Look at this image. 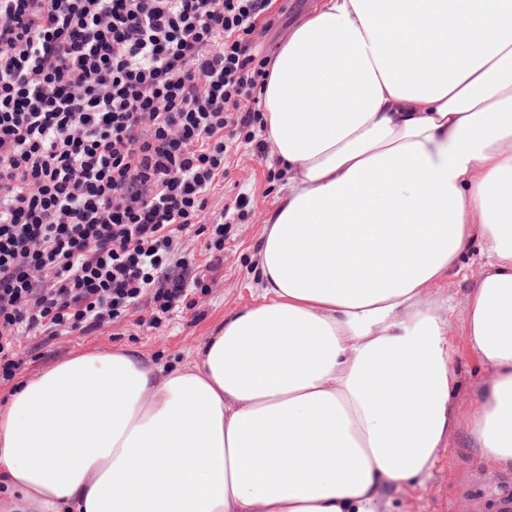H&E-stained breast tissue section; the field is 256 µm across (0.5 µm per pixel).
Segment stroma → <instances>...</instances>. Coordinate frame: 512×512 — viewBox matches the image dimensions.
I'll return each instance as SVG.
<instances>
[{"label":"stroma","instance_id":"1","mask_svg":"<svg viewBox=\"0 0 512 512\" xmlns=\"http://www.w3.org/2000/svg\"><path fill=\"white\" fill-rule=\"evenodd\" d=\"M316 2L279 0L283 14L270 31L258 38L265 55L275 53ZM278 170L272 156L256 157L249 145H239L232 152L229 175L212 192L205 217L209 220L218 217L223 206L232 204L241 194L250 199L248 217L225 225L223 258L206 272L207 291L195 294L193 309L173 313L155 328L138 325L139 315L149 312L144 306L123 321L107 324L88 336L73 333L19 337L21 367L14 382L0 384V404L8 398L15 383L32 379L79 351H107L124 346L137 349L164 369L192 364L196 347L213 334L225 315L253 304L259 297L257 245L280 187L279 181L273 178ZM482 261L478 250H468L461 258L463 274L429 288L426 294L427 305L449 317V337L459 381L456 401L463 409L487 377L460 326L472 276ZM504 499L512 500V473L490 472L463 432L447 448L441 449L428 476L387 492L384 512H501L500 502Z\"/></svg>","mask_w":512,"mask_h":512}]
</instances>
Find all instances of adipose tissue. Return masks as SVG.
Listing matches in <instances>:
<instances>
[{"label":"adipose tissue","instance_id":"adipose-tissue-1","mask_svg":"<svg viewBox=\"0 0 512 512\" xmlns=\"http://www.w3.org/2000/svg\"><path fill=\"white\" fill-rule=\"evenodd\" d=\"M260 298L192 365L80 352L0 407L18 512H381L468 432L512 472V0H318L270 64ZM484 262L454 401L427 288Z\"/></svg>","mask_w":512,"mask_h":512}]
</instances>
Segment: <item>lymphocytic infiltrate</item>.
<instances>
[{
  "label": "lymphocytic infiltrate",
  "mask_w": 512,
  "mask_h": 512,
  "mask_svg": "<svg viewBox=\"0 0 512 512\" xmlns=\"http://www.w3.org/2000/svg\"><path fill=\"white\" fill-rule=\"evenodd\" d=\"M273 0H0V381L17 341L148 326L202 288L198 234L255 138ZM252 102L243 111V102Z\"/></svg>",
  "instance_id": "1"
}]
</instances>
